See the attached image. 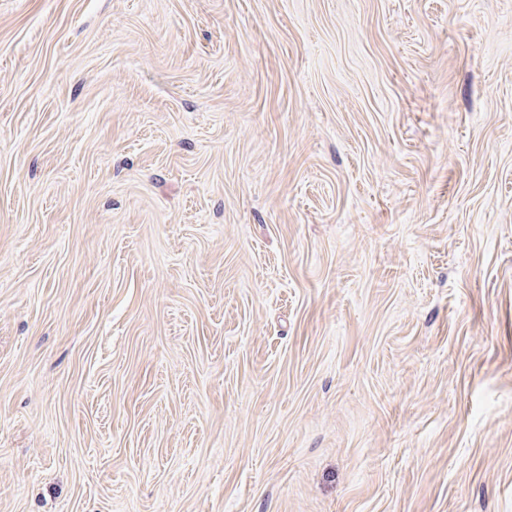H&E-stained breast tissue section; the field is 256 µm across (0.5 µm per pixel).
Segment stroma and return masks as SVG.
I'll list each match as a JSON object with an SVG mask.
<instances>
[{
	"mask_svg": "<svg viewBox=\"0 0 512 512\" xmlns=\"http://www.w3.org/2000/svg\"><path fill=\"white\" fill-rule=\"evenodd\" d=\"M0 512H512V0H0Z\"/></svg>",
	"mask_w": 512,
	"mask_h": 512,
	"instance_id": "35a3bbf8",
	"label": "stroma"
}]
</instances>
